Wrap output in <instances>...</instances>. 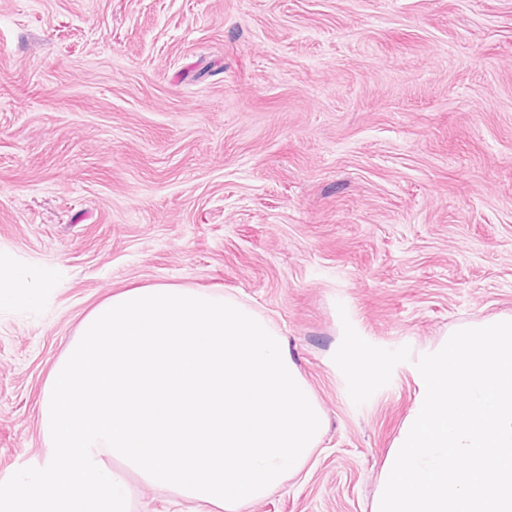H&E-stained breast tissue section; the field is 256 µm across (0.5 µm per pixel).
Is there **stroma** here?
<instances>
[{
    "label": "stroma",
    "instance_id": "35a3bbf8",
    "mask_svg": "<svg viewBox=\"0 0 512 512\" xmlns=\"http://www.w3.org/2000/svg\"><path fill=\"white\" fill-rule=\"evenodd\" d=\"M0 264V482L83 318L169 285L270 318L327 415L246 512H372L416 360L512 315V0H0ZM343 357L349 369L363 382L378 377L385 370L382 362L373 359L364 348L356 344L347 345Z\"/></svg>",
    "mask_w": 512,
    "mask_h": 512
}]
</instances>
